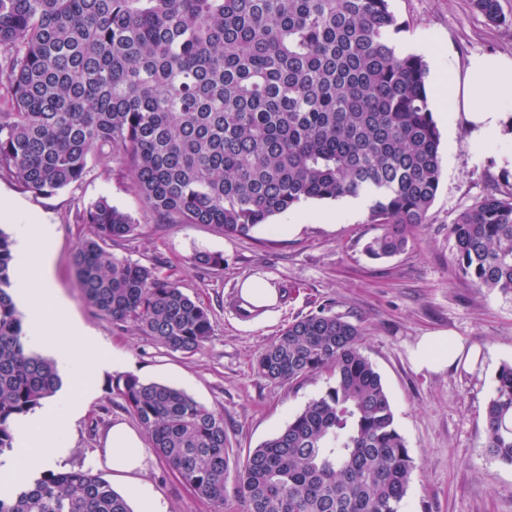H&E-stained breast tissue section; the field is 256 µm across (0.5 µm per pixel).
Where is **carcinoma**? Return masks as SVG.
I'll return each instance as SVG.
<instances>
[{"label":"carcinoma","mask_w":512,"mask_h":512,"mask_svg":"<svg viewBox=\"0 0 512 512\" xmlns=\"http://www.w3.org/2000/svg\"><path fill=\"white\" fill-rule=\"evenodd\" d=\"M493 24L499 0H473ZM390 0H0V178L51 195L81 182L98 151L127 166L157 224L248 237L309 199L368 194L367 244L395 256L428 222L442 175L428 64L396 48ZM79 221L81 300L172 352L196 354L210 311L154 267L106 250L137 223L105 197ZM453 262L474 288L512 293V193L448 225ZM13 241L0 229V455L12 423L55 395L54 363L26 348L10 289ZM198 267H224L199 253ZM362 330L325 309L293 321L256 356L271 382L328 386L235 470L246 512H401L415 463L395 425ZM115 389L156 452L224 512V416L184 390L133 374ZM485 448L512 466V363L498 370ZM0 512H132L90 469L47 470L0 493Z\"/></svg>","instance_id":"obj_1"}]
</instances>
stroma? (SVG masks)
I'll return each instance as SVG.
<instances>
[{
  "label": "stroma",
  "mask_w": 512,
  "mask_h": 512,
  "mask_svg": "<svg viewBox=\"0 0 512 512\" xmlns=\"http://www.w3.org/2000/svg\"><path fill=\"white\" fill-rule=\"evenodd\" d=\"M504 24L493 25L472 0H391L406 28L395 37L399 50L425 51L431 72L461 75L471 56L512 57V0H500ZM442 135V176L426 226L395 257L370 259L365 243L377 229L367 211L346 212L342 200H308L251 237L228 236L204 224H157L143 209L127 167L93 156L84 180L50 196L21 190L0 179V194L20 200L25 209L0 229L25 223L26 210L43 214L55 226L53 283L74 314L108 347L127 353L132 372L145 381L185 390L221 412L228 434L229 465L243 464L249 451L285 427L288 420L327 387L325 376L279 383L255 374L258 352L289 323L326 309L347 316L364 333L362 351L379 372L396 425L414 458L416 471L401 512H512V466L484 447L483 418L495 376L512 363V294L471 288L453 263L448 226L458 214L489 194L512 191V168L502 164L503 145L470 146L465 118ZM131 215L138 228L111 251L120 259L157 268L207 307L214 332L195 355L169 351L133 326L116 327L79 299L73 256L89 225L78 223L83 205L97 198ZM220 253L224 267L205 272L195 253ZM257 276L287 288L260 315L235 311L243 279ZM445 331L475 347L479 355L442 372L417 369L410 358L421 336ZM134 423L123 400L103 377L85 416L74 426L63 470L89 469L108 479L120 494L130 482L114 476L105 463L102 438L112 422ZM140 475L163 512H213L171 470L154 448H146Z\"/></svg>",
  "instance_id": "stroma-1"
}]
</instances>
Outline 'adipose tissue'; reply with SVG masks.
<instances>
[{
  "mask_svg": "<svg viewBox=\"0 0 512 512\" xmlns=\"http://www.w3.org/2000/svg\"><path fill=\"white\" fill-rule=\"evenodd\" d=\"M434 91L448 123L465 116L471 130L470 145L495 144L512 133V57L473 56L464 76L440 74ZM412 358L418 367L440 372L464 360L465 345L459 337L432 334L420 338ZM144 448L142 434L122 421L113 423L104 440L113 472L131 479L135 491L140 488L134 477L144 468Z\"/></svg>",
  "mask_w": 512,
  "mask_h": 512,
  "instance_id": "1",
  "label": "adipose tissue"
}]
</instances>
